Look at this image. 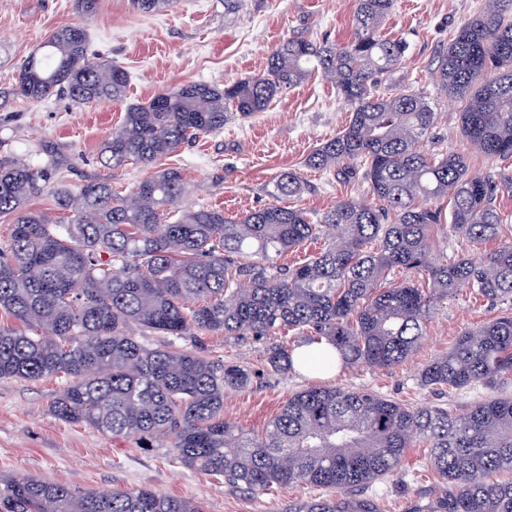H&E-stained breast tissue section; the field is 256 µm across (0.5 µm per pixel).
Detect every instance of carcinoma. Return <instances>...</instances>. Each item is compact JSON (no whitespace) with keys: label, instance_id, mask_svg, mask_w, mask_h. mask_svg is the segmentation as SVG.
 <instances>
[{"label":"carcinoma","instance_id":"carcinoma-1","mask_svg":"<svg viewBox=\"0 0 512 512\" xmlns=\"http://www.w3.org/2000/svg\"><path fill=\"white\" fill-rule=\"evenodd\" d=\"M393 0H357L355 32L343 43L294 37L273 52L265 72L220 89L188 84L127 107L100 163L149 166L200 134L224 128L232 114L263 111L274 96L319 75L350 108L345 128L306 160L347 179L362 172L374 202L343 199L316 220L278 204L306 189L295 172L274 179V203L231 218L217 209H179L180 170L138 182L124 196L89 177L72 191L67 154L41 145L35 166L0 158V220L12 226L0 246V378L56 377L63 387L49 410L142 448H170L173 459L236 488L310 485L328 494L295 512H380L350 493L394 473L408 448L428 444L430 464L448 483L444 495L409 512H512V398L478 400L460 413L412 408L375 392L311 386L288 396L260 433L224 420V391L252 373L214 360L197 336L262 339L291 331L308 344L334 345L349 365L390 368L425 336L437 299L462 285L489 302L512 298V243L474 257L434 251L430 233L448 208L453 232L474 244L499 237L494 205L512 193V173L470 170L468 155L430 156L421 140L436 110L412 86L381 85L409 45L381 35ZM77 25L54 30L30 55L11 92L40 101L53 92L78 104L120 101L127 72L87 55ZM438 81L463 99L466 149L487 160L512 158V0H487L442 53ZM50 195L58 221L31 208ZM326 247L293 269L275 260L309 239ZM402 279L378 283L393 270ZM431 282L425 290L417 282ZM166 337L150 346L133 330ZM195 339L194 349L168 338ZM275 346L267 367H291ZM512 381V315L457 336L428 363L420 385L435 391L503 386ZM0 512H204L199 501L149 487L80 491L29 475L0 476Z\"/></svg>","mask_w":512,"mask_h":512}]
</instances>
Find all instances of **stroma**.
I'll use <instances>...</instances> for the list:
<instances>
[{
  "label": "stroma",
  "instance_id": "1",
  "mask_svg": "<svg viewBox=\"0 0 512 512\" xmlns=\"http://www.w3.org/2000/svg\"><path fill=\"white\" fill-rule=\"evenodd\" d=\"M483 6L484 0H394L382 25L383 36L402 37L409 44L389 86L411 85L436 107V124L423 142L427 153L442 155L463 147L459 125L465 103L448 99L438 67L453 33ZM355 8L356 0H175L170 8L146 14L132 0H98L95 13L85 17L74 0H0L1 89L14 85L22 63L65 24L84 27L90 55L112 61L128 74L123 101L112 105L76 104L55 93L38 103L18 94L0 100V156L20 154L37 164L41 144L51 141L71 160L65 173L71 188L87 176L100 175L121 193L150 172L177 168L188 181L182 206H209L229 215L269 204L265 188L285 171L297 172L306 181V191L293 204L311 215H322L342 198L371 201L362 177L342 180L305 165L312 150L335 137L349 116L335 87L318 77L275 97L263 112L234 117L222 130L183 144L153 168L131 163L107 168L98 160L103 141L121 127L128 105L188 83L221 87L259 75L272 52L292 36L318 43L348 41ZM510 312L512 301L493 304L459 287L437 303L412 356L386 369L344 364L320 375L295 368L269 372L265 362L270 344L294 352L304 346L303 336L241 340L207 332L202 340L213 358L253 372L246 388L225 391L224 418L258 432L289 395L313 385L373 391L411 407L461 409L492 396L489 388L439 394L421 387L418 375L448 352L461 330L478 329ZM60 388V380L53 377L0 379V474L33 475L84 490L148 486L200 501L206 512H288L316 494L306 485L247 492L172 462L168 449L143 450L134 440H115L89 426L62 421L49 410ZM428 463V448H411L397 472L359 495L377 499L381 512H407L414 500H430L443 487Z\"/></svg>",
  "mask_w": 512,
  "mask_h": 512
}]
</instances>
